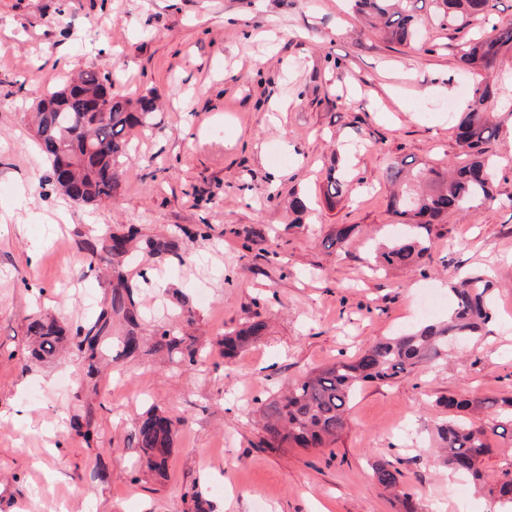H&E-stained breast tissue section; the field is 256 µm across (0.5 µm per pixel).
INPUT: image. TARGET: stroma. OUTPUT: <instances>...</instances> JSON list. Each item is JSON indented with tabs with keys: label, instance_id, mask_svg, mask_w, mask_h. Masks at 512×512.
<instances>
[{
	"label": "stroma",
	"instance_id": "35a3bbf8",
	"mask_svg": "<svg viewBox=\"0 0 512 512\" xmlns=\"http://www.w3.org/2000/svg\"><path fill=\"white\" fill-rule=\"evenodd\" d=\"M388 42L347 0H0V512H397L372 477L388 461L422 512H493L487 492L429 449L448 396H512V152L489 146L499 202L432 225V263L372 271L395 238L388 166H461L454 128L459 44L479 30L434 25ZM83 70L115 76L130 98L160 96L153 129L132 135L134 168L115 200L86 206L42 185L48 163L30 122L41 90ZM347 170L325 195L331 162ZM310 207L292 212V196ZM345 243L330 242L341 226ZM136 228L122 271L137 291L138 353L106 344L95 375L76 338L32 354L29 320L92 325L112 290L93 260L97 232ZM477 271L496 283L482 336L447 361L365 383L328 448H266L260 404L309 372L418 326L425 288L446 319L450 288ZM264 320L233 359L224 334ZM178 324L197 364L154 351ZM175 423L165 471L141 465L148 410Z\"/></svg>",
	"mask_w": 512,
	"mask_h": 512
}]
</instances>
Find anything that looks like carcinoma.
<instances>
[{"label": "carcinoma", "mask_w": 512, "mask_h": 512, "mask_svg": "<svg viewBox=\"0 0 512 512\" xmlns=\"http://www.w3.org/2000/svg\"><path fill=\"white\" fill-rule=\"evenodd\" d=\"M361 14L375 18L385 36L398 45L411 44L417 35L418 11L428 7L441 26L457 30L472 21L486 19L492 0H352ZM512 47V26H491L459 50V66L480 79L474 82L468 111L457 125L456 138L470 156L469 163L450 173L434 168H388L392 182L404 180L403 187L388 199L390 211L402 224L429 226L450 213L471 214L473 203L497 202L493 193L494 166L487 157V146L499 134L497 114L485 109L494 97L490 81L501 50ZM156 101L152 95L131 101L116 86V79L86 71L73 82L47 92L36 103V137L49 162L46 181L71 200L86 205L112 200L121 189L130 169L127 136L135 127L155 125ZM346 176L331 167L326 177L327 196L342 194ZM138 234L135 228L123 235L104 234L99 247L91 252L121 266ZM434 245L419 238H398L377 249L375 262L381 267L420 265L432 259ZM138 284L117 276L107 307L83 335L78 351L87 362V374L95 371L98 346L108 333L110 321L124 320L130 329L123 339V352L134 354L139 348L135 328L140 312L134 300ZM494 284L480 272L464 274L451 288L452 308L448 319H428L416 329L386 336L359 351L314 371L278 399L264 407V444L269 448H322L336 442L348 423V412L357 390L367 382H395L416 368L448 355V341L480 335L493 318L491 293ZM267 324L254 321L235 333L224 336V357L235 353L264 334ZM27 333L35 339L34 353L51 355L63 344L67 331L52 317L33 319ZM156 348L180 354V361L196 362V350L184 345L174 329L159 334ZM445 407L452 411L436 426L437 451L451 472L467 478L475 488H485L482 463L491 449L486 442L483 421H492V432L512 436V397L480 400L449 397ZM173 420L151 413L137 428L136 443L147 467L163 471L168 461ZM373 477L386 490L400 487L402 472L389 462H378ZM489 495L499 504L498 512H512V470L502 471Z\"/></svg>", "instance_id": "cac0c4a2"}]
</instances>
